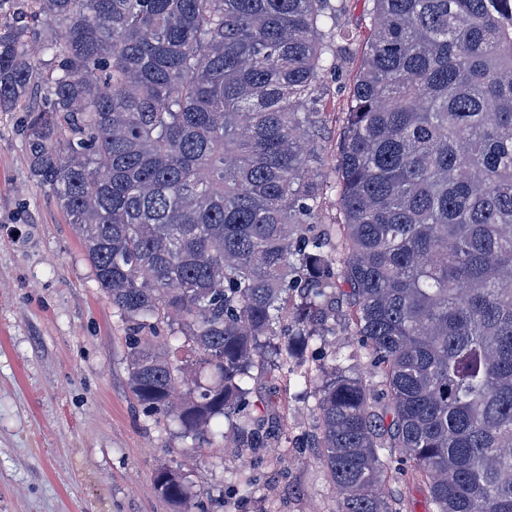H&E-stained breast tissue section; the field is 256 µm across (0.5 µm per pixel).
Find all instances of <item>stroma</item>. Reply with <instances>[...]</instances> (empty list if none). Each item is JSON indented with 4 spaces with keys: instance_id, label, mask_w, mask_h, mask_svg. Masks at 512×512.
I'll use <instances>...</instances> for the list:
<instances>
[{
    "instance_id": "stroma-1",
    "label": "stroma",
    "mask_w": 512,
    "mask_h": 512,
    "mask_svg": "<svg viewBox=\"0 0 512 512\" xmlns=\"http://www.w3.org/2000/svg\"><path fill=\"white\" fill-rule=\"evenodd\" d=\"M320 133L330 162L348 109L331 90ZM20 112H0V512H336V489L314 446L312 386L291 384L284 421L266 419V383L248 412L269 436L258 455L213 445L188 476L192 499L154 488L179 461L175 428L156 426L133 398L122 322L98 287L71 224L32 182Z\"/></svg>"
}]
</instances>
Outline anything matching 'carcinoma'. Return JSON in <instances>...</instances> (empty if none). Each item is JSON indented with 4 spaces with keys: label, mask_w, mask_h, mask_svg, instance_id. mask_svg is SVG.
I'll return each mask as SVG.
<instances>
[{
    "label": "carcinoma",
    "mask_w": 512,
    "mask_h": 512,
    "mask_svg": "<svg viewBox=\"0 0 512 512\" xmlns=\"http://www.w3.org/2000/svg\"><path fill=\"white\" fill-rule=\"evenodd\" d=\"M0 112L126 325L136 401L189 451L262 447L257 372L316 385L337 512H512V0H10ZM362 44L337 158L326 79ZM340 221L326 222L329 193ZM373 359L386 401L315 336ZM156 492L190 498L177 468ZM390 466L393 471L394 478L397 476L398 479L391 480L386 483L385 491L390 498H394L395 507L400 512H430L429 504V493L428 486L423 482H414L404 484L401 481V476L395 473L398 468L406 470L408 464L401 461V458L396 452L392 459Z\"/></svg>",
    "instance_id": "1"
}]
</instances>
